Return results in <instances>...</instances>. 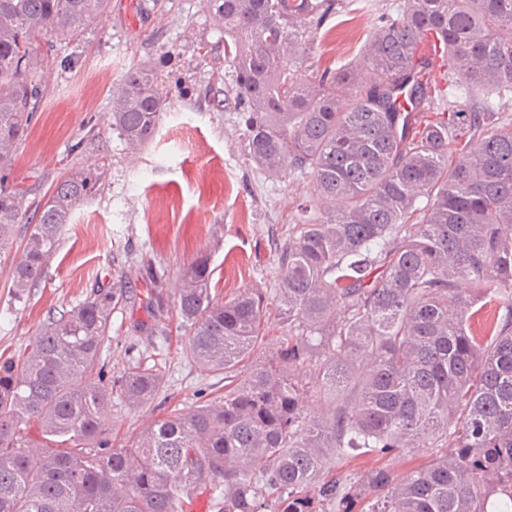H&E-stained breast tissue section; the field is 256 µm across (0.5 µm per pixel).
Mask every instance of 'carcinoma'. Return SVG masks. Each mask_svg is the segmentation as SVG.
Returning a JSON list of instances; mask_svg holds the SVG:
<instances>
[{
    "mask_svg": "<svg viewBox=\"0 0 512 512\" xmlns=\"http://www.w3.org/2000/svg\"><path fill=\"white\" fill-rule=\"evenodd\" d=\"M206 2L224 22L249 156L310 180L279 250V348L240 370L265 296L215 301L210 256H196L174 292L186 354L233 387L114 447L98 362L122 293L94 290L0 362V512H186L203 494L218 512H352L361 495L328 461L415 448L431 459L405 478L367 476L363 512H512V0H402L359 64L321 73L299 60L335 0ZM107 4L0 0V168L40 105L31 38L75 35ZM428 29L432 58L417 47ZM158 82L133 66L112 98L130 146L168 109ZM100 180L96 167L64 176L30 215L26 189H0V254L27 225L15 296ZM168 301L151 279L153 310ZM162 380L138 365L120 392L145 408Z\"/></svg>",
    "mask_w": 512,
    "mask_h": 512,
    "instance_id": "1",
    "label": "carcinoma"
}]
</instances>
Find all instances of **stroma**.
Listing matches in <instances>:
<instances>
[{"mask_svg":"<svg viewBox=\"0 0 512 512\" xmlns=\"http://www.w3.org/2000/svg\"><path fill=\"white\" fill-rule=\"evenodd\" d=\"M400 0H340L314 31L302 66L321 70L359 61L378 13ZM31 79L41 92L26 137L0 184L27 187L36 205L62 176L97 166L100 188L61 229L40 278L15 297L0 256V356L19 354L49 323L99 286L121 288L100 363L105 378L161 364L162 387L147 408L113 398V443L143 431L173 410L224 395V376L187 358L188 337L176 305L155 319L147 305L150 272L176 288L201 253L211 259V294L229 301L244 290L276 302L278 250L309 193L300 174L268 173L248 155L232 73L224 62V30L204 0H109L104 15L68 37L31 40ZM148 64L162 76L169 104L153 139L139 151L113 130L112 93L126 71ZM426 448L382 461L337 458L338 473L358 477L382 466L401 479L429 459Z\"/></svg>","mask_w":512,"mask_h":512,"instance_id":"35a3bbf8","label":"stroma"}]
</instances>
